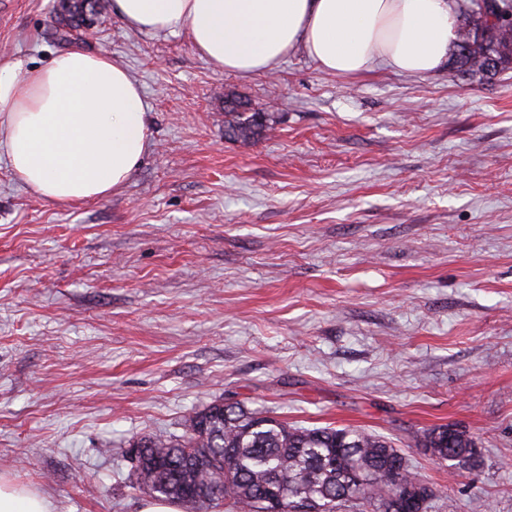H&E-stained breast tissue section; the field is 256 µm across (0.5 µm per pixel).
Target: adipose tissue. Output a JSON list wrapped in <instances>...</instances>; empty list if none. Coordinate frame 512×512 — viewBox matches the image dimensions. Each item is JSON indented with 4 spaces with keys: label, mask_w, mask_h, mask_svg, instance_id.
I'll return each instance as SVG.
<instances>
[{
    "label": "adipose tissue",
    "mask_w": 512,
    "mask_h": 512,
    "mask_svg": "<svg viewBox=\"0 0 512 512\" xmlns=\"http://www.w3.org/2000/svg\"><path fill=\"white\" fill-rule=\"evenodd\" d=\"M141 32H185L222 69L266 72L304 51L338 76L376 62L413 75L435 71L457 34V0H112ZM0 150L43 199L109 196L138 169L151 137L144 97L105 53L74 47L43 67L0 62ZM0 512H52L38 491L0 478Z\"/></svg>",
    "instance_id": "obj_1"
}]
</instances>
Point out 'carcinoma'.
I'll list each match as a JSON object with an SVG mask.
<instances>
[{"instance_id": "obj_1", "label": "carcinoma", "mask_w": 512, "mask_h": 512, "mask_svg": "<svg viewBox=\"0 0 512 512\" xmlns=\"http://www.w3.org/2000/svg\"><path fill=\"white\" fill-rule=\"evenodd\" d=\"M105 0H60L54 35L70 40L78 29L106 10ZM456 69L486 76L512 69V14L492 26L470 9L458 21ZM496 67L484 68L488 58ZM231 107L224 113V138L251 143L272 129L267 112L247 113ZM421 448L437 449L438 459L457 475L475 470L473 438L447 425L425 429L417 436ZM144 467L134 472L133 488L175 501L187 512H203L215 498L204 493L212 476L224 477V512H265L266 501L279 499L281 512H291L294 498H304L337 512H393L397 489L385 469V458L404 460L390 439L354 427L306 428L247 409L238 403L215 402L193 412L181 436L159 432L133 441ZM362 470L369 478L364 489L351 486L350 474Z\"/></svg>"}]
</instances>
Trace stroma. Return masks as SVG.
<instances>
[{
    "label": "stroma",
    "instance_id": "1",
    "mask_svg": "<svg viewBox=\"0 0 512 512\" xmlns=\"http://www.w3.org/2000/svg\"><path fill=\"white\" fill-rule=\"evenodd\" d=\"M54 0H0V62L77 45L152 126L116 193L40 198L0 162V475L54 512H139L127 449L206 405L275 408L403 446L433 512H512V70L243 76L114 13L74 42ZM273 112L226 140L228 97ZM454 424L479 469L413 446Z\"/></svg>",
    "mask_w": 512,
    "mask_h": 512
}]
</instances>
